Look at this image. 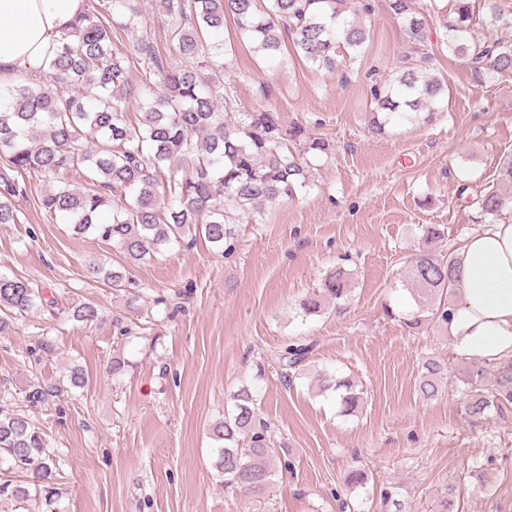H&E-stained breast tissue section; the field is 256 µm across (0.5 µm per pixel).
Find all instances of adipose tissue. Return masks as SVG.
I'll list each match as a JSON object with an SVG mask.
<instances>
[{
  "mask_svg": "<svg viewBox=\"0 0 512 512\" xmlns=\"http://www.w3.org/2000/svg\"><path fill=\"white\" fill-rule=\"evenodd\" d=\"M87 0H0V80L44 74ZM462 288L449 308L448 338L468 361L512 360V214L464 241Z\"/></svg>",
  "mask_w": 512,
  "mask_h": 512,
  "instance_id": "1",
  "label": "adipose tissue"
}]
</instances>
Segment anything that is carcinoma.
Wrapping results in <instances>:
<instances>
[{
	"instance_id": "obj_1",
	"label": "carcinoma",
	"mask_w": 512,
	"mask_h": 512,
	"mask_svg": "<svg viewBox=\"0 0 512 512\" xmlns=\"http://www.w3.org/2000/svg\"><path fill=\"white\" fill-rule=\"evenodd\" d=\"M389 8L412 39L402 64L388 83L371 87L369 126L383 135L396 119L431 121L448 95L444 78L433 74L437 55L427 21L413 0H388ZM482 13L475 0H453V17L443 22L440 47L466 61L478 79L512 73V39L483 41L475 27L512 29L506 16L486 0ZM166 23L184 60L173 65L150 40L139 36L133 52H112L113 31L137 29L138 0H92L63 35L45 81L27 79L0 88V225L20 223L19 200L32 192L30 178H42L37 206L77 235L112 243L124 257L141 261L173 244L202 236L220 253L235 248L237 221L261 215L276 201L295 199L312 187L310 159L328 156L330 141L300 125L284 127L267 109L240 112L231 84L224 81L228 49L221 39L227 19L252 51L279 65L288 56L317 71L332 73L360 56L370 39L364 18L371 0H161ZM145 75L138 87L130 70ZM142 99L141 116L129 120V100ZM76 173L78 183L69 179ZM499 188L479 199L486 224L512 212V161L498 171ZM459 249L444 254L423 249L408 278L415 308L401 323L409 333L448 325V306L461 287ZM87 277L115 291L126 273L93 259ZM350 289L343 271L301 300L305 317L327 307L343 310ZM50 298L34 280L0 272V334L11 315L51 311ZM70 318L82 324L100 319L93 302L76 303ZM313 346L287 340L277 353L283 370L299 368ZM448 367L423 363L418 391L439 396ZM319 388L339 393L342 412L355 411L361 399L353 384L330 373L319 375ZM457 392L468 420L477 425L490 414L512 416V361L470 363L458 377ZM56 388L30 383V407L48 403ZM232 409L213 424L215 468L227 494L262 496L277 472L291 462L271 446V426L259 417L255 391L232 396ZM0 500L23 502L30 492L48 503L58 495L56 463L42 429L21 409L0 405Z\"/></svg>"
}]
</instances>
